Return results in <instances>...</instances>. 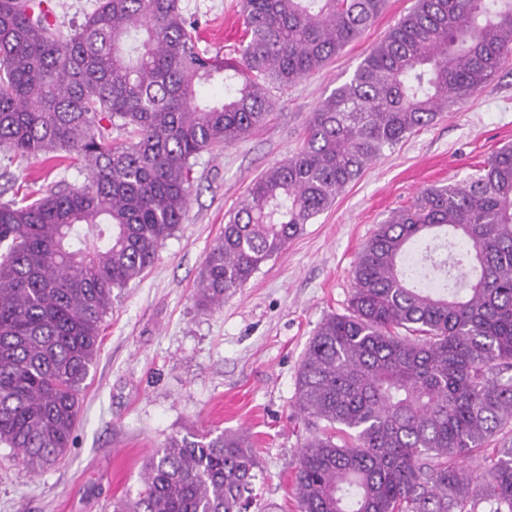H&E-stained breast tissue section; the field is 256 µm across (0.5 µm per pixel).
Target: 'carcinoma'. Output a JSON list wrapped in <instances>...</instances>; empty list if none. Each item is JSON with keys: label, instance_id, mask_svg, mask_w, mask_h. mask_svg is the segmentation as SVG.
Listing matches in <instances>:
<instances>
[{"label": "carcinoma", "instance_id": "obj_1", "mask_svg": "<svg viewBox=\"0 0 512 512\" xmlns=\"http://www.w3.org/2000/svg\"><path fill=\"white\" fill-rule=\"evenodd\" d=\"M385 0H242L236 56L197 46L181 0H97L62 37L44 0H0V147L81 162L88 184L0 203V443L41 470L73 441L117 292L153 265L204 151L260 128L271 91L320 71ZM512 59V0H415L264 171L207 253L203 309L246 284L384 151ZM218 84L220 100L199 88ZM121 138H112V131ZM347 313L296 379L315 419L296 512H512V146L429 187L365 242ZM243 432L188 431L113 512H243Z\"/></svg>", "mask_w": 512, "mask_h": 512}]
</instances>
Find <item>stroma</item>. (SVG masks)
Returning a JSON list of instances; mask_svg holds the SVG:
<instances>
[{"label":"stroma","instance_id":"1","mask_svg":"<svg viewBox=\"0 0 512 512\" xmlns=\"http://www.w3.org/2000/svg\"><path fill=\"white\" fill-rule=\"evenodd\" d=\"M239 3L181 0L198 21L201 48L226 55L239 44ZM413 5L388 0L322 70L273 91L263 127L197 157L183 223L104 319L71 447L34 472L0 445V512H112L113 502L137 496L149 457L189 430L250 435L259 471L249 512H296L294 473L311 428L296 408L295 383L309 341L327 314L346 313L357 254L392 211L424 188L466 181L512 144V64L385 151L222 308L200 309L196 288L206 254L252 181L299 151L310 113ZM85 182L77 164L0 156V201Z\"/></svg>","mask_w":512,"mask_h":512}]
</instances>
